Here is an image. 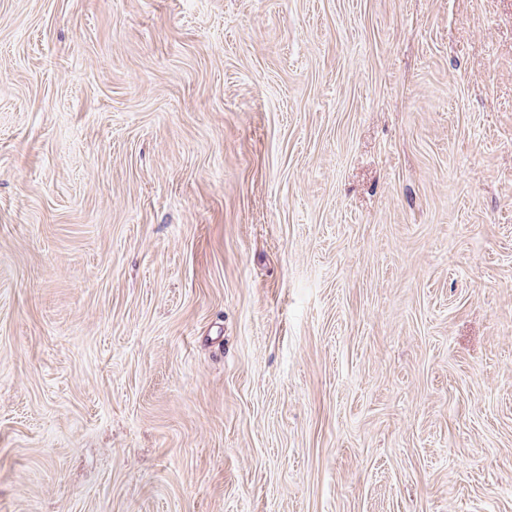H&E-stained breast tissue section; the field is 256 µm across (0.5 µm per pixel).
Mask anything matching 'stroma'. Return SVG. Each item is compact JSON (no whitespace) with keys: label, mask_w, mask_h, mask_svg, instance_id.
<instances>
[{"label":"stroma","mask_w":512,"mask_h":512,"mask_svg":"<svg viewBox=\"0 0 512 512\" xmlns=\"http://www.w3.org/2000/svg\"><path fill=\"white\" fill-rule=\"evenodd\" d=\"M0 512H512V0H0Z\"/></svg>","instance_id":"obj_1"}]
</instances>
